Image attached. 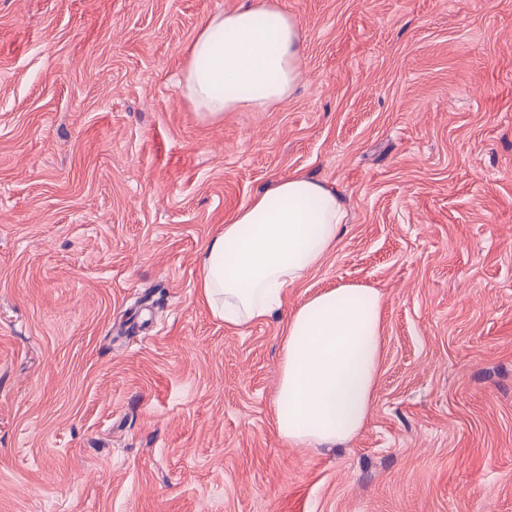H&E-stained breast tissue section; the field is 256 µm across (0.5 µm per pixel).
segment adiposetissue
<instances>
[{
	"label": "adipose tissue",
	"instance_id": "1",
	"mask_svg": "<svg viewBox=\"0 0 512 512\" xmlns=\"http://www.w3.org/2000/svg\"><path fill=\"white\" fill-rule=\"evenodd\" d=\"M303 74L297 21L266 0L211 16L193 40L180 81L206 119L264 111L287 100ZM346 209L336 190L301 174L277 179L236 209L204 245L198 292L227 327L283 319L275 428L298 448L356 436L377 397L384 298L340 284L286 308L289 288L338 244Z\"/></svg>",
	"mask_w": 512,
	"mask_h": 512
}]
</instances>
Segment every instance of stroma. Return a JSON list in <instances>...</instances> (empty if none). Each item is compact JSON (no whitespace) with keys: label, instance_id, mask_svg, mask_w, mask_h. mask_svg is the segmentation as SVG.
<instances>
[{"label":"stroma","instance_id":"35a3bbf8","mask_svg":"<svg viewBox=\"0 0 512 512\" xmlns=\"http://www.w3.org/2000/svg\"><path fill=\"white\" fill-rule=\"evenodd\" d=\"M245 0H0V512H512V0H271L303 78L202 119L177 86ZM294 173L349 212L288 306L379 289L374 410L277 433L278 321L203 245Z\"/></svg>","mask_w":512,"mask_h":512}]
</instances>
